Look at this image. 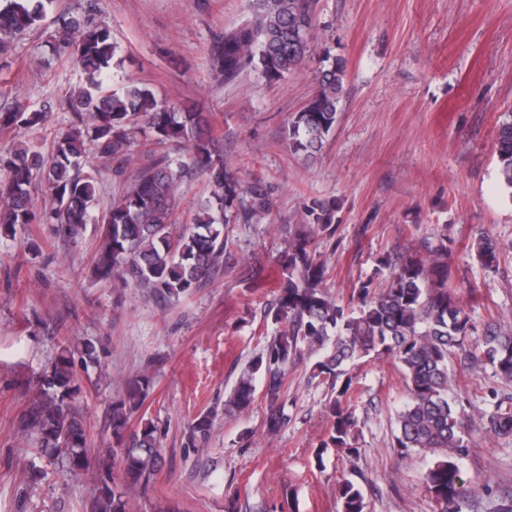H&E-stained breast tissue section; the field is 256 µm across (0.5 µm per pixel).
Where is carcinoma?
I'll list each match as a JSON object with an SVG mask.
<instances>
[{
  "instance_id": "1",
  "label": "carcinoma",
  "mask_w": 512,
  "mask_h": 512,
  "mask_svg": "<svg viewBox=\"0 0 512 512\" xmlns=\"http://www.w3.org/2000/svg\"><path fill=\"white\" fill-rule=\"evenodd\" d=\"M51 0H5L0 5V54L16 37L41 28ZM315 0H256L251 19L224 31L210 49L212 71L230 80L245 68L263 78L280 80L312 57V17ZM49 32L57 53L72 54L84 83L59 101L75 117V125L56 135L51 154L27 143L0 157L6 179L0 182V227L7 230L35 220L32 183L42 179L53 200L46 216L56 231L75 238L91 218L97 182L81 172L78 159L92 154L98 160H127L138 141L134 120L143 122L145 143L185 142L193 166L211 192L200 201L193 225L176 232L174 195L177 173L159 160L141 169L133 184L107 211L103 235L93 260L98 279H117L162 300H178L210 277L224 259V228L238 221L263 219L270 211V191L261 180L245 183L216 149L209 117L203 112H177L159 103L153 92L134 82L120 94L105 92L116 46L108 27L85 13H65ZM345 66H321L316 89L304 106L290 114L285 126L288 149L316 158L334 130L345 97ZM50 109L16 104L0 111V128L44 126ZM495 154L500 185L512 190V108L496 122ZM336 201L313 199L304 206L297 228L283 255L286 276L277 301L265 311L275 325L274 336L237 379L224 413L243 414L255 401V376L264 380L267 402L266 432L278 433L288 423L285 412L288 368L310 363L311 378L332 391L330 427L323 448H341L356 456L357 419L349 402L355 391L347 365L365 357H391L404 373L406 398L396 413L398 453L424 452L433 456L425 488L440 512H460L461 503L475 492L463 479L459 461L471 447L468 427L449 398L448 360L457 352L469 356V339L476 328L456 296L448 263V234L436 243L423 241L420 249L380 261L393 267L383 287L374 277L361 279L349 308L324 286L325 264L312 254L307 229L317 227L332 235ZM472 257L487 270L499 265L500 247L489 231L480 229L471 242ZM481 357L501 381L512 383V321L497 318L484 326L479 339ZM83 364L99 363L97 343L73 338L38 381L39 395L23 416L25 431L34 434L39 451L60 461L73 473L90 472L95 485L89 512H128L129 494L148 486L161 470L158 428L145 422L127 433L130 418L141 410L154 388L148 373L130 376L112 400L110 457L90 471L84 419L77 407L81 387L73 357ZM213 411L197 415L189 424L186 447L207 445ZM486 431L512 434V404L499 399L487 418ZM341 512H367L358 483L346 479L338 487Z\"/></svg>"
}]
</instances>
